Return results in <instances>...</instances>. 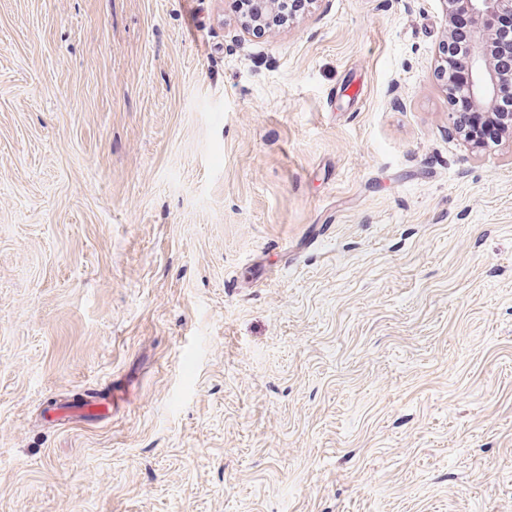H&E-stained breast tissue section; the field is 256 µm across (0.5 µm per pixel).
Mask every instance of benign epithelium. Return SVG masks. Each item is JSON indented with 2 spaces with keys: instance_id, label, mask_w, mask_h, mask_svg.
<instances>
[{
  "instance_id": "1",
  "label": "benign epithelium",
  "mask_w": 512,
  "mask_h": 512,
  "mask_svg": "<svg viewBox=\"0 0 512 512\" xmlns=\"http://www.w3.org/2000/svg\"><path fill=\"white\" fill-rule=\"evenodd\" d=\"M473 26L470 46L455 77L463 84L473 104L486 111L512 143V112L498 111L501 87L512 80V31L499 21L512 19V0H464Z\"/></svg>"
}]
</instances>
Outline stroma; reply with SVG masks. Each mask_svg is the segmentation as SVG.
Instances as JSON below:
<instances>
[{"label": "stroma", "instance_id": "stroma-1", "mask_svg": "<svg viewBox=\"0 0 512 512\" xmlns=\"http://www.w3.org/2000/svg\"><path fill=\"white\" fill-rule=\"evenodd\" d=\"M233 5L0 0V512H512V154L443 0ZM453 102L458 112L461 127L474 136L490 137V127L484 116L474 108L465 95L463 88H457L453 94ZM112 394L96 392L58 400L46 409L45 422L51 427H65L73 423H101L112 419Z\"/></svg>", "mask_w": 512, "mask_h": 512}]
</instances>
